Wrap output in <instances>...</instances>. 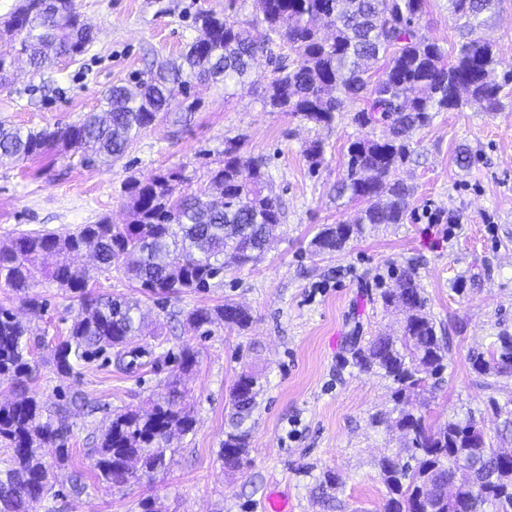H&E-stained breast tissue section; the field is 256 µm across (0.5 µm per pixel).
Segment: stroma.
<instances>
[{
    "label": "stroma",
    "instance_id": "stroma-1",
    "mask_svg": "<svg viewBox=\"0 0 512 512\" xmlns=\"http://www.w3.org/2000/svg\"><path fill=\"white\" fill-rule=\"evenodd\" d=\"M255 0H76L96 41L76 61L33 74L19 65L12 83L0 86V120L41 129L78 122L96 111L102 93L130 85L141 74L179 60L197 35L202 10L251 19ZM423 32L445 50L461 35L448 0H428ZM486 36L497 48L499 72L512 71V0H499ZM500 111L473 104L436 114L414 133L415 155L402 177L413 186L411 213L401 224L379 226L347 250L314 257L309 243L324 224H339L355 204L332 192L341 177L349 143L359 137L348 104L331 127L316 126L285 112L264 108L261 87L225 91L223 84L191 80L188 95L134 141L110 169L78 152H49L0 165V243L29 231L75 230L102 218L127 219L124 183L147 180L166 170L182 171L184 191L209 185V173L224 158V143L241 139L243 150L267 159L268 185L282 203L285 219L264 257L241 269L229 268L209 291L157 300L140 298L142 332L132 339L141 350L138 365L119 362L115 351L68 374L50 358L79 305L56 284L41 280L34 294L46 302L31 314L6 288L0 305L11 308L32 331L37 372L30 393L46 408L73 402L69 455L54 449L44 458L51 488L30 512H141L151 498L160 512H261L272 486L287 491L293 512H383L386 489L379 478L383 457L407 454L408 441L396 429L371 425L378 411H390V383L377 374L343 366L352 338L369 339L398 329L401 312L383 309L376 297L394 287L395 272L415 264L427 307L450 344L448 367L426 393L433 425L474 416L488 435L499 418L487 407L468 354L486 349L501 326L512 327V85ZM195 101L186 111V101ZM321 139L324 163L311 171L307 141ZM472 152L468 167L456 162L459 148ZM479 276V288L457 292V280ZM232 300L253 317L248 329L222 324L208 335L193 331L186 311ZM197 353L184 375L193 433L173 436V463L123 489H108L93 475L88 450L113 413L145 407L165 391L183 348ZM262 385L251 429V464L224 472L218 451L231 428L229 392L243 371ZM332 471L337 485L325 502L317 484ZM86 488L71 491L75 472Z\"/></svg>",
    "mask_w": 512,
    "mask_h": 512
}]
</instances>
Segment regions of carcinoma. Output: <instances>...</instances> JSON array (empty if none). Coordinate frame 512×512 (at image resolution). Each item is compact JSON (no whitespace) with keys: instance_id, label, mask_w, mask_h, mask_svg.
Returning <instances> with one entry per match:
<instances>
[{"instance_id":"cac0c4a2","label":"carcinoma","mask_w":512,"mask_h":512,"mask_svg":"<svg viewBox=\"0 0 512 512\" xmlns=\"http://www.w3.org/2000/svg\"><path fill=\"white\" fill-rule=\"evenodd\" d=\"M426 2L256 0L253 17L245 21L199 12L195 26L207 28L208 39L193 40L181 62L169 63L132 89L111 87L102 96L101 112L40 130L1 120L0 162L74 148L109 167L168 110L176 94H187L191 77L222 82L226 90L261 82L264 106L316 126H331L346 101L358 100L362 108L352 122L361 128L380 124L385 134L350 143L345 173L334 191L336 198L365 207L348 222L322 225L309 244L313 256L342 253L367 230L408 218L413 190L397 172L414 154L413 133L436 113L459 111L471 102L486 112L499 111L504 84L512 81V75L497 81V52L482 36L496 0H448L463 37L452 57L421 32ZM259 25L265 30L262 41L250 33ZM93 40L74 0H21L0 21V79L10 73L16 55H27L38 72L59 57L82 55ZM260 54L273 64L268 75L253 73ZM381 58L382 73L374 80L370 64ZM305 152L312 170H318L324 162L323 142H308ZM266 168L264 158L245 154L240 141L231 139L224 144L222 164L210 172V183L222 194L219 200L206 189L181 191L178 173L147 181L130 178L124 185L129 223L103 218L75 231H30L1 246L0 284L30 310L45 306L28 295L40 278L80 301L68 335L51 347L56 370L68 374L109 349L126 347L141 331L139 300L95 292L92 270L73 265L70 256L93 247L100 272L112 271L113 261L123 257V274L148 297L204 292L225 267L255 262L256 253L275 237L282 212L278 199L264 193ZM47 256L57 258L51 267L43 265ZM380 301L385 308L404 311L399 333L379 334L364 343L353 338L344 364L391 381L393 410L373 415L372 423L403 431L411 443L413 463L402 462L398 454L380 462L385 512H512V459L497 456L475 418L434 427L423 411L420 392L448 366L449 346L427 311L413 265L399 271L396 287L383 290ZM185 320L207 334L217 322L246 328L252 315L227 300L214 308H193ZM468 361L480 386L489 391L488 406L503 418L498 439L512 435V330L501 329L487 350L470 352ZM176 362L179 373L190 372L195 351L183 349ZM34 371L28 327L0 305V377L10 381L14 393L12 400L0 403V444L11 449L9 462L0 468V512H29L30 502L49 490L51 472L42 449L53 445L59 459L68 457L69 408L60 405L53 415L45 414L29 395ZM179 383L173 378L167 396L145 411L113 414L90 455L99 482L121 489L170 464V437L185 436L194 426ZM260 392L258 378L248 371L231 389L232 429L218 453L227 472H239L249 463L250 430L244 424Z\"/></svg>"}]
</instances>
